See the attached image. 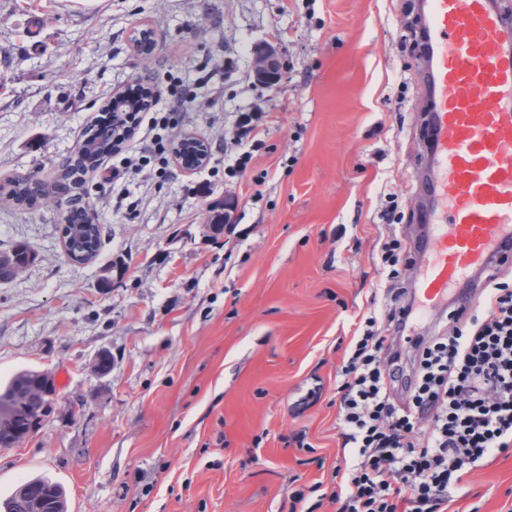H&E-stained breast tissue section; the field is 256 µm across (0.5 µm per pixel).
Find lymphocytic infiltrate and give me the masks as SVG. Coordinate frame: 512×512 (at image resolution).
Masks as SVG:
<instances>
[{
	"label": "lymphocytic infiltrate",
	"instance_id": "1",
	"mask_svg": "<svg viewBox=\"0 0 512 512\" xmlns=\"http://www.w3.org/2000/svg\"><path fill=\"white\" fill-rule=\"evenodd\" d=\"M161 117L141 129V116L126 113L128 130H140L142 147L130 169H167L173 141L167 135L196 96L173 86ZM486 313L470 327L422 347L412 377L382 363L387 338L370 316L351 341L340 375L338 410L342 448L350 460L331 501L336 512H445L455 485L471 464L512 447V285L485 291ZM406 378V406L390 388ZM432 427L424 448L413 442L423 420Z\"/></svg>",
	"mask_w": 512,
	"mask_h": 512
}]
</instances>
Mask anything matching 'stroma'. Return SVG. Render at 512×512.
<instances>
[{
	"instance_id": "1",
	"label": "stroma",
	"mask_w": 512,
	"mask_h": 512,
	"mask_svg": "<svg viewBox=\"0 0 512 512\" xmlns=\"http://www.w3.org/2000/svg\"><path fill=\"white\" fill-rule=\"evenodd\" d=\"M410 2L0 0V250L37 254L0 283V383L34 369L57 386L37 433L0 448V498L43 476L69 512H335L339 371L356 327L405 305L415 280L427 93L403 45ZM261 42L288 62L267 89L251 70ZM176 80L196 100L172 135L203 140L207 162H170L164 178L149 165L123 189L88 173L103 244L72 264L61 199L18 207L6 183L67 158L115 90ZM249 111L266 134L235 173ZM228 200L236 232L212 233ZM392 238L395 279L381 263ZM117 260L124 274L100 287ZM454 326L432 310L394 348L414 368L415 340ZM76 401L88 413L74 419ZM448 512H512V447L477 462Z\"/></svg>"
}]
</instances>
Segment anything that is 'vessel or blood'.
Wrapping results in <instances>:
<instances>
[{"label":"vessel or blood","instance_id":"obj_1","mask_svg":"<svg viewBox=\"0 0 512 512\" xmlns=\"http://www.w3.org/2000/svg\"><path fill=\"white\" fill-rule=\"evenodd\" d=\"M435 175L414 294L421 306L512 260V8L504 0H424Z\"/></svg>","mask_w":512,"mask_h":512}]
</instances>
